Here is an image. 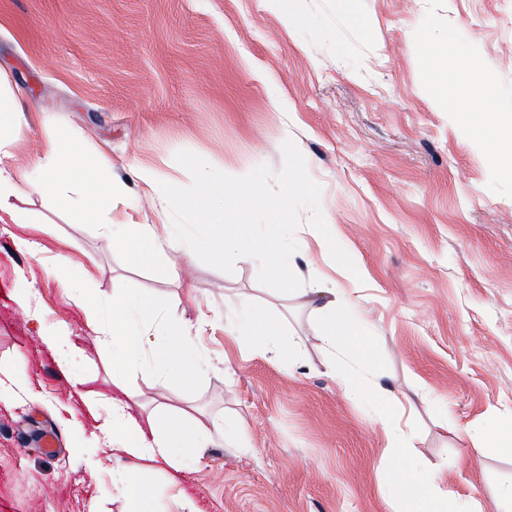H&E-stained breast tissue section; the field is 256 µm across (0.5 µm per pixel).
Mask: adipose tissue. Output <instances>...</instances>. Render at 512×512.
<instances>
[{"mask_svg": "<svg viewBox=\"0 0 512 512\" xmlns=\"http://www.w3.org/2000/svg\"><path fill=\"white\" fill-rule=\"evenodd\" d=\"M490 95L491 87L479 61L472 57L463 59L455 106L469 121L480 126L496 164L512 177V113L486 111L484 102ZM82 145L83 135L74 128L66 143L47 139L42 155L32 163V172L18 170L0 160V213H12V198L25 192L48 194L61 206H78L85 223L101 225L106 235L123 243L132 265L153 263L158 253L166 250L171 254L167 270L175 274L183 266L202 259L221 264L225 254L235 252L244 255L262 275L287 280L290 245L263 235L255 225H215L219 244L202 254L173 225L130 219L113 221L112 204L120 188L114 184L106 163L92 168L85 164ZM209 167V160L203 157L183 163L185 175L196 186L189 195L183 193L179 183L159 181L152 170H141L139 178L160 204L180 200L184 211L204 221L215 208L223 206L229 193L224 183L210 179ZM312 293L319 299L315 339L355 363V370L342 380L341 387L349 400L366 402L372 408L391 454L398 459L385 477L388 490L408 504L409 512H447L448 489L440 477H420L402 458L407 437L390 414L391 406L400 397L383 384L381 375L372 367L371 340L361 319L351 313L355 301L330 288L323 279L314 281ZM84 307L93 331H104L112 340V372L118 385L126 386L149 376L157 385L172 384L189 392L214 368L212 357L200 348L196 335L206 322V315H199L194 321L173 318L160 310L151 297L133 290L113 294L111 326H101L98 303L88 301ZM224 317L252 342L276 351L287 350L296 359L303 354L299 343L292 341L285 345L274 341L271 330L263 326L264 317L259 309H239L228 303L224 306ZM223 437V425L166 404L156 407L147 424H140L123 403L113 400L108 404L107 417L92 446L80 447L79 454L91 468L96 466L97 452L102 448L112 447L131 457V464L113 469L112 484L125 499V512H151L154 492L138 467V460L159 459L186 471L194 458Z\"/></svg>", "mask_w": 512, "mask_h": 512, "instance_id": "adipose-tissue-1", "label": "adipose tissue"}]
</instances>
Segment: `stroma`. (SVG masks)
<instances>
[{
    "mask_svg": "<svg viewBox=\"0 0 512 512\" xmlns=\"http://www.w3.org/2000/svg\"><path fill=\"white\" fill-rule=\"evenodd\" d=\"M292 7L289 19L269 0H0V75L26 116L8 134L19 163L42 149L41 115L57 131L80 128L85 155L106 158L137 198L134 220L187 225L204 249L207 224L177 205L157 213L138 171L177 179L183 160L207 156L212 176L264 187L227 198L225 223L288 237L296 266L314 268L290 293L234 256L168 278L128 265L76 210L36 194L18 200L19 223H0V366L24 362L29 392L0 402V512H124L111 474L125 455L104 449L92 472L75 453L92 438L100 398L116 392L112 346L75 293L94 294L106 323L113 291L125 288L190 319L199 303L220 310L230 295L263 308L278 337L305 344L292 365L217 319L200 343L225 357L233 385L217 372L189 393L128 387L138 421L166 403L229 422L223 444L189 471L149 463L154 512H180L184 493L200 512H404L384 489L381 425L345 397L312 338L317 315L297 291L315 276L359 301L385 384L411 398L396 412L417 470L447 466L449 502L512 512L501 496L512 452L458 435L512 428V178L438 91L454 82L455 59L471 56L492 109L512 112V0ZM438 47L447 57H434ZM292 181L302 190L289 191ZM283 194L287 206H275ZM311 224L335 225L366 277L338 268ZM42 327L65 336L66 357L42 342ZM47 433L52 455L41 447Z\"/></svg>",
    "mask_w": 512,
    "mask_h": 512,
    "instance_id": "stroma-1",
    "label": "stroma"
}]
</instances>
